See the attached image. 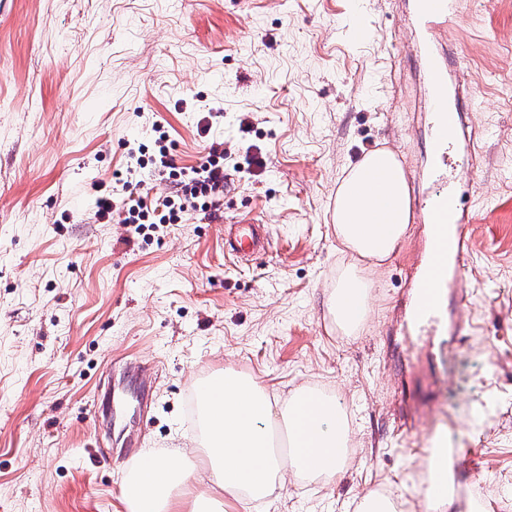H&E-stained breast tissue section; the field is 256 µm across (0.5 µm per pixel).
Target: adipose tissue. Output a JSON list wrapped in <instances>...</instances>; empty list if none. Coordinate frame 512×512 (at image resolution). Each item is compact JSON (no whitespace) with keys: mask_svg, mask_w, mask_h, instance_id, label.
<instances>
[{"mask_svg":"<svg viewBox=\"0 0 512 512\" xmlns=\"http://www.w3.org/2000/svg\"><path fill=\"white\" fill-rule=\"evenodd\" d=\"M411 221L408 185L395 152L378 149L351 164L336 190V237L353 263L327 299L331 320L343 332H357L368 315L370 282L359 262L388 259ZM203 466L197 475L171 459L146 451L129 469L127 512H218L225 497L263 503L274 489L300 478L334 477L348 455L350 431L335 398L299 387L282 401L271 399L253 378L233 369L203 382ZM283 419L299 454L283 461L267 442L265 428ZM418 489L427 512H457L454 458L444 437L421 462Z\"/></svg>","mask_w":512,"mask_h":512,"instance_id":"adipose-tissue-1","label":"adipose tissue"}]
</instances>
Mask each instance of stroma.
Instances as JSON below:
<instances>
[{
	"mask_svg": "<svg viewBox=\"0 0 512 512\" xmlns=\"http://www.w3.org/2000/svg\"><path fill=\"white\" fill-rule=\"evenodd\" d=\"M401 10L0 0V512H125L122 448L193 447L197 387L227 367L280 399L315 385L345 402L351 457L332 482L300 480L262 504L228 497L224 512H357L374 490L423 512L412 482L439 434L460 503L512 512V0H462L449 30L481 167L458 171L476 221L446 365L399 330L423 225L371 270L357 334L326 311L349 260L333 223L345 169L381 148L404 169L427 164L426 74L396 48ZM158 124L183 167L223 145V211L157 229L97 221L94 186L125 169L127 147L143 148L136 176L151 196L172 195L152 162ZM244 215L270 241L249 263L224 255L225 221ZM108 389L125 399L110 420L95 409Z\"/></svg>",
	"mask_w": 512,
	"mask_h": 512,
	"instance_id": "stroma-1",
	"label": "stroma"
}]
</instances>
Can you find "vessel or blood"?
I'll return each mask as SVG.
<instances>
[{
	"label": "vessel or blood",
	"mask_w": 512,
	"mask_h": 512,
	"mask_svg": "<svg viewBox=\"0 0 512 512\" xmlns=\"http://www.w3.org/2000/svg\"><path fill=\"white\" fill-rule=\"evenodd\" d=\"M458 0H411L414 22L419 32L418 57L428 76L426 120L431 129L430 166L424 178L427 184L415 200L419 219L427 226L428 248L410 282L414 300L409 311L411 327L421 336H432L439 325L448 286H455L459 299H467V281L462 269L469 254L463 232L474 214L463 205L461 194L450 185L458 150H465L470 160H477L475 133L461 132V114L471 103L462 58L447 50L448 24L457 13ZM267 238L261 220L254 216L229 222L224 237V251L241 262H249L266 249Z\"/></svg>",
	"instance_id": "obj_1"
}]
</instances>
